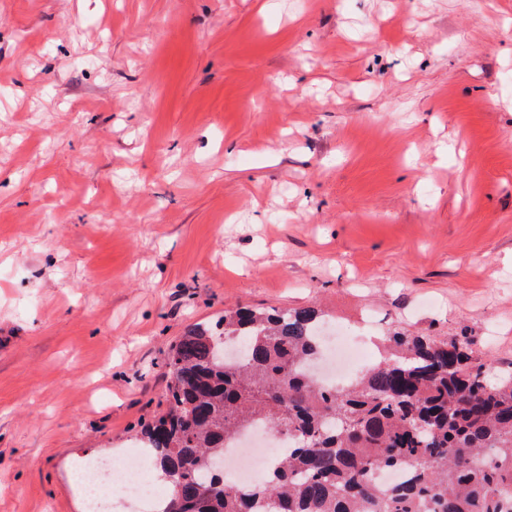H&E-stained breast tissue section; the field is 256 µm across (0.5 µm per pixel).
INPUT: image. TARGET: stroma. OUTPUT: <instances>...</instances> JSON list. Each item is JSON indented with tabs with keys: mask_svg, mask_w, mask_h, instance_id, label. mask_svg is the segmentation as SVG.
Masks as SVG:
<instances>
[{
	"mask_svg": "<svg viewBox=\"0 0 512 512\" xmlns=\"http://www.w3.org/2000/svg\"><path fill=\"white\" fill-rule=\"evenodd\" d=\"M238 305L512 369V0H0V512Z\"/></svg>",
	"mask_w": 512,
	"mask_h": 512,
	"instance_id": "obj_1",
	"label": "stroma"
}]
</instances>
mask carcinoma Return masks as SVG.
<instances>
[{
	"label": "carcinoma",
	"instance_id": "cac0c4a2",
	"mask_svg": "<svg viewBox=\"0 0 512 512\" xmlns=\"http://www.w3.org/2000/svg\"><path fill=\"white\" fill-rule=\"evenodd\" d=\"M324 323L314 307H240L186 328L165 364L168 408L141 431L172 479L162 512H512V373L490 381L466 336L395 329L381 360L323 388ZM258 422L291 446L244 490L213 460ZM399 468L405 481L375 486Z\"/></svg>",
	"mask_w": 512,
	"mask_h": 512
}]
</instances>
